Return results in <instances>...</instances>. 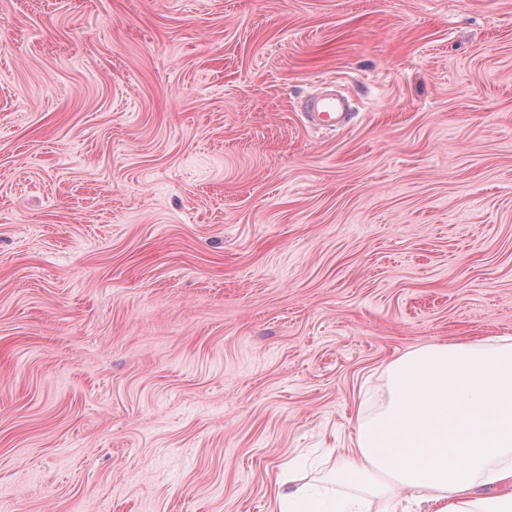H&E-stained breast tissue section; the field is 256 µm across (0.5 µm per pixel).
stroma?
<instances>
[{
	"instance_id": "stroma-1",
	"label": "stroma",
	"mask_w": 512,
	"mask_h": 512,
	"mask_svg": "<svg viewBox=\"0 0 512 512\" xmlns=\"http://www.w3.org/2000/svg\"><path fill=\"white\" fill-rule=\"evenodd\" d=\"M489 336L512 0H0V512H274ZM348 101L336 96L306 97L302 103V115L310 126L326 132H336L348 127L353 112H348Z\"/></svg>"
}]
</instances>
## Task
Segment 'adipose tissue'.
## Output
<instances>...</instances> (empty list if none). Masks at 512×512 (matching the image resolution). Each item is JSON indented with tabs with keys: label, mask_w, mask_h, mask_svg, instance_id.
I'll use <instances>...</instances> for the list:
<instances>
[{
	"label": "adipose tissue",
	"mask_w": 512,
	"mask_h": 512,
	"mask_svg": "<svg viewBox=\"0 0 512 512\" xmlns=\"http://www.w3.org/2000/svg\"><path fill=\"white\" fill-rule=\"evenodd\" d=\"M389 404L327 478L276 512H512V336L430 344L387 368Z\"/></svg>",
	"instance_id": "adipose-tissue-1"
}]
</instances>
